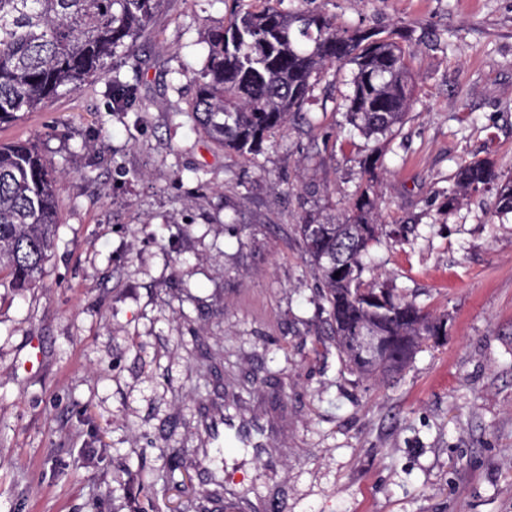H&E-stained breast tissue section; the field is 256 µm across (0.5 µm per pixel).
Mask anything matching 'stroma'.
I'll return each instance as SVG.
<instances>
[{
    "label": "stroma",
    "instance_id": "1",
    "mask_svg": "<svg viewBox=\"0 0 512 512\" xmlns=\"http://www.w3.org/2000/svg\"><path fill=\"white\" fill-rule=\"evenodd\" d=\"M253 0H163L107 74L0 126L61 173L37 287H0V512H189L173 450L204 399L192 336L224 350L243 397L287 404L273 464L228 470L288 512H512V216L494 191L445 202L461 164L512 180V0H284L395 32L412 104L380 140L347 124L351 66L319 74L258 159L224 150L190 106L207 35ZM137 109L116 110L113 75ZM380 158V241L364 277L448 320L396 377L342 364L295 230L337 220ZM41 361L28 368L31 345Z\"/></svg>",
    "mask_w": 512,
    "mask_h": 512
}]
</instances>
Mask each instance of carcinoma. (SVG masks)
Listing matches in <instances>:
<instances>
[{"label": "carcinoma", "mask_w": 512, "mask_h": 512, "mask_svg": "<svg viewBox=\"0 0 512 512\" xmlns=\"http://www.w3.org/2000/svg\"><path fill=\"white\" fill-rule=\"evenodd\" d=\"M161 2L0 0V123L16 120L19 112H39L105 71L116 54L128 51L146 32ZM256 2L255 9L211 31L206 64L194 77L191 112L212 140L246 158L258 157L272 135L303 111L311 78L336 64L353 66L345 112L361 136L383 137L402 123L412 102L405 46L377 31L340 26L321 13L285 11L283 0ZM111 92L118 109L135 110L134 87L116 77ZM378 161L372 153L359 159L361 184L342 221L309 214L297 225L328 305L340 357L366 377L392 372L406 349L438 335L447 324L392 288L389 309H374L365 301L386 287L363 279V259L379 241ZM498 179L489 159L463 164L456 187L448 192V209L494 185L497 213H512V181ZM56 185L57 177L34 144L0 143V284L38 285L58 224ZM366 325L390 342V366L379 373L350 343ZM193 341L202 351L203 366L212 371L221 364L208 337Z\"/></svg>", "instance_id": "1"}]
</instances>
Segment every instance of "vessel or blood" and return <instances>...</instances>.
<instances>
[{"mask_svg": "<svg viewBox=\"0 0 512 512\" xmlns=\"http://www.w3.org/2000/svg\"><path fill=\"white\" fill-rule=\"evenodd\" d=\"M287 420L274 412L263 410L260 403L243 399L235 387L216 390L201 406L198 419L200 447L214 448L233 444L249 449L254 459L266 458L272 437L283 432ZM210 512H284L282 497L271 494L252 499L226 483L220 496H210Z\"/></svg>", "mask_w": 512, "mask_h": 512, "instance_id": "obj_1", "label": "vessel or blood"}]
</instances>
